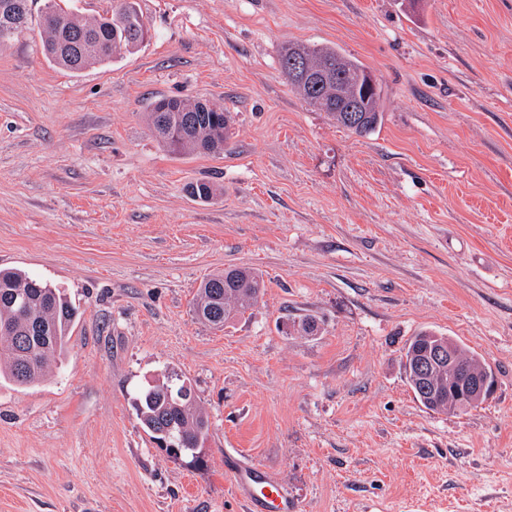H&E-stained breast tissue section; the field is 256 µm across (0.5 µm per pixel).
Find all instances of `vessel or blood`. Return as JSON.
<instances>
[{
  "instance_id": "b4317fda",
  "label": "vessel or blood",
  "mask_w": 512,
  "mask_h": 512,
  "mask_svg": "<svg viewBox=\"0 0 512 512\" xmlns=\"http://www.w3.org/2000/svg\"><path fill=\"white\" fill-rule=\"evenodd\" d=\"M224 467L245 512H301L299 502L266 470L230 452L224 457Z\"/></svg>"
}]
</instances>
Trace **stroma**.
Here are the masks:
<instances>
[{
  "label": "stroma",
  "mask_w": 512,
  "mask_h": 512,
  "mask_svg": "<svg viewBox=\"0 0 512 512\" xmlns=\"http://www.w3.org/2000/svg\"><path fill=\"white\" fill-rule=\"evenodd\" d=\"M138 3L150 37L102 66L49 63L36 26L0 45V268L79 309L61 369L0 381V512H245L233 450L302 512H512V0ZM290 43L359 59L382 125L357 136L292 92ZM161 97L233 112L225 151L163 146ZM200 180L221 195L192 198ZM230 266L264 291L214 329L193 299ZM423 329L486 361L489 400H415ZM169 372L210 415L194 457L136 417Z\"/></svg>",
  "instance_id": "stroma-1"
}]
</instances>
